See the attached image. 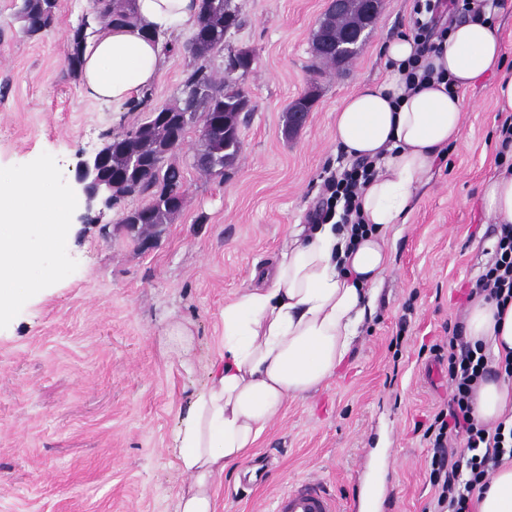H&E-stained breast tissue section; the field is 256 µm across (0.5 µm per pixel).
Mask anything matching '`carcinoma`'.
<instances>
[{
    "label": "carcinoma",
    "instance_id": "carcinoma-1",
    "mask_svg": "<svg viewBox=\"0 0 512 512\" xmlns=\"http://www.w3.org/2000/svg\"><path fill=\"white\" fill-rule=\"evenodd\" d=\"M57 0H23L21 9L26 28L38 32L53 21ZM354 4L344 16L328 13L320 22L311 41V54L319 64H336V56L325 53L322 45L326 37L343 39L345 28L360 22ZM94 19L100 28L121 27L134 21V0H92ZM240 25L239 12L232 0H199L198 22L195 32L199 39L191 56L194 66L184 81L182 96L174 102L153 108L155 112H179L186 128L199 123L207 128L206 160L197 170L208 175H219V170L234 166L242 149V114L251 111L249 100L241 89L227 78H216L212 60L224 49L227 34ZM86 35L76 31L70 45L75 57H67L69 68L78 72ZM255 61L249 51H240L229 57L225 73L248 70ZM175 129L166 122L155 121L121 134L112 145V168L120 176L116 185L117 199L141 195L145 204L133 209L132 218L145 232H155L170 223L176 211L159 205L168 187L184 181L182 170L172 161L180 149L174 144Z\"/></svg>",
    "mask_w": 512,
    "mask_h": 512
}]
</instances>
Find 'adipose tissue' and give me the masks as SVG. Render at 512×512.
I'll list each match as a JSON object with an SVG mask.
<instances>
[{
    "instance_id": "obj_1",
    "label": "adipose tissue",
    "mask_w": 512,
    "mask_h": 512,
    "mask_svg": "<svg viewBox=\"0 0 512 512\" xmlns=\"http://www.w3.org/2000/svg\"><path fill=\"white\" fill-rule=\"evenodd\" d=\"M199 0H135L137 22L108 27L82 51V91L116 107L140 101L161 76L165 53L152 32L195 27ZM512 10V0H491L481 16L454 20L429 58L435 71L462 88L496 75L497 111L512 113V68L492 15ZM415 51L411 37L383 44L390 78L361 84L336 110L334 138L349 159L374 160L378 170L361 196L373 233L347 248V231L334 222L297 226L262 288L244 289L224 307V348L208 370L176 434L179 468L189 484L176 512H215L214 485L254 448L285 403L321 387L348 357L376 286L390 264L381 235L404 223L416 190L429 178L439 151L456 141L463 103L446 82L407 89L399 69ZM480 202L495 223H512V169L485 183ZM70 206L51 185V165L27 175H0V318L31 289L29 276L41 254L28 229L39 226L52 242L68 224ZM464 334L488 344L495 361L512 355V303L505 309L482 300L466 310ZM477 420L512 424V380L487 378L473 398ZM475 512H512V459L504 460L478 494Z\"/></svg>"
}]
</instances>
